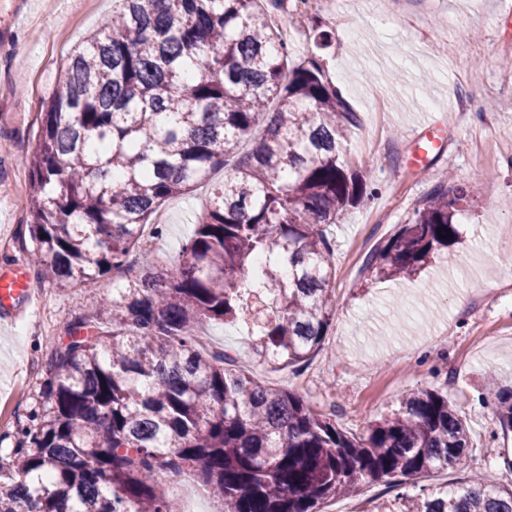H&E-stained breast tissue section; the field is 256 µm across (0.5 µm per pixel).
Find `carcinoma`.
Here are the masks:
<instances>
[{
    "instance_id": "cac0c4a2",
    "label": "carcinoma",
    "mask_w": 512,
    "mask_h": 512,
    "mask_svg": "<svg viewBox=\"0 0 512 512\" xmlns=\"http://www.w3.org/2000/svg\"><path fill=\"white\" fill-rule=\"evenodd\" d=\"M114 2L105 29L70 54L25 161L30 265L70 288L128 270L167 200L236 166L175 266L143 255L68 325L42 366L48 418L32 416L14 459H0V512H178L159 478L188 465L224 512H320L362 484L395 489L455 467L469 431L440 391L406 392L349 436L300 395L197 347L198 324L240 320L263 298L255 354L307 363L335 315L328 227L366 195L342 157L357 115L317 60L292 64L269 21L284 0ZM469 193L439 185L366 268L412 276L452 245ZM492 392L507 434L512 387ZM376 512H512V488L471 477L399 491Z\"/></svg>"
}]
</instances>
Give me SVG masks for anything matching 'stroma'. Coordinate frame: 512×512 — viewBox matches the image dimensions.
Here are the masks:
<instances>
[{
  "mask_svg": "<svg viewBox=\"0 0 512 512\" xmlns=\"http://www.w3.org/2000/svg\"><path fill=\"white\" fill-rule=\"evenodd\" d=\"M111 17L112 0H0V267L27 260L23 159L36 148L43 103L71 50ZM283 20L294 61L317 58L332 82L346 85L358 122L344 157L357 169L371 162L372 193L329 228L335 317L306 364L260 363L242 321L202 323L196 337L205 354L230 356L251 376L301 395L350 434L395 409L402 393L447 391L470 446L455 468L408 480L405 491L451 485L475 471L510 485L504 459L512 455V433L501 430L483 373L512 384V84L500 66L512 57V18L500 16L499 0H409L380 14L317 0ZM462 94L470 103L463 119L456 114ZM450 174L457 186L480 184L459 203L450 254L433 255L408 279L371 275L367 256ZM208 197L202 185L167 201L150 218L161 235L143 238L140 251L172 265ZM112 281L105 274L87 290L32 279L33 302L0 319V400H15L0 425V456L12 454L18 427L38 407L41 366L68 322L84 313L89 292L111 294ZM461 291L488 300L459 307Z\"/></svg>",
  "mask_w": 512,
  "mask_h": 512,
  "instance_id": "stroma-1",
  "label": "stroma"
}]
</instances>
